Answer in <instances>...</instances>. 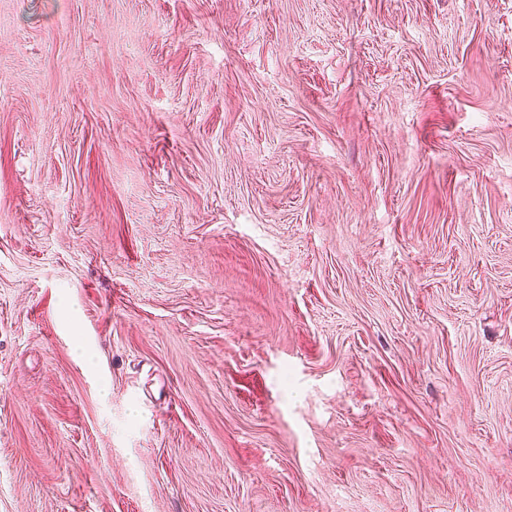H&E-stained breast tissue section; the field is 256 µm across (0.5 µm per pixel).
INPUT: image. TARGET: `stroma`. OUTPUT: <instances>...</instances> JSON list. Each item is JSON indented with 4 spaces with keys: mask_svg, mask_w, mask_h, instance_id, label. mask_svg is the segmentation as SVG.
Segmentation results:
<instances>
[{
    "mask_svg": "<svg viewBox=\"0 0 512 512\" xmlns=\"http://www.w3.org/2000/svg\"><path fill=\"white\" fill-rule=\"evenodd\" d=\"M0 512H512V0H0Z\"/></svg>",
    "mask_w": 512,
    "mask_h": 512,
    "instance_id": "stroma-1",
    "label": "stroma"
}]
</instances>
